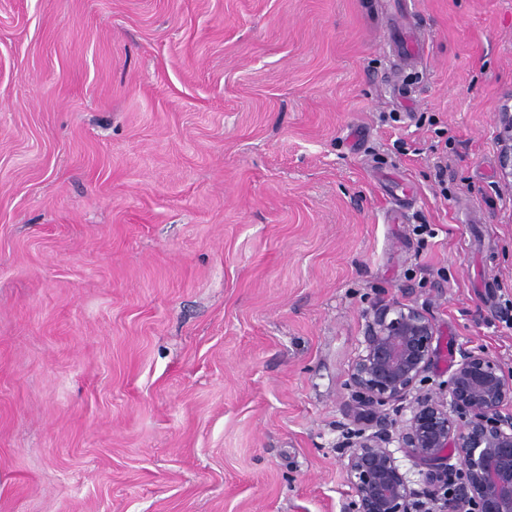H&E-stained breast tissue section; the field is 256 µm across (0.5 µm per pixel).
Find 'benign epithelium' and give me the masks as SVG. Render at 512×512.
<instances>
[{
    "instance_id": "1",
    "label": "benign epithelium",
    "mask_w": 512,
    "mask_h": 512,
    "mask_svg": "<svg viewBox=\"0 0 512 512\" xmlns=\"http://www.w3.org/2000/svg\"><path fill=\"white\" fill-rule=\"evenodd\" d=\"M502 168L512 189V110L497 114ZM437 328L418 305L381 299L365 314L363 350L351 367L357 402L374 411L409 412L399 429L385 416L345 428L344 472L354 512H415V492L390 445L424 468L430 492L448 482V459L463 477L448 492L447 512H512V371L482 350L463 349L447 384L417 388L432 365Z\"/></svg>"
}]
</instances>
